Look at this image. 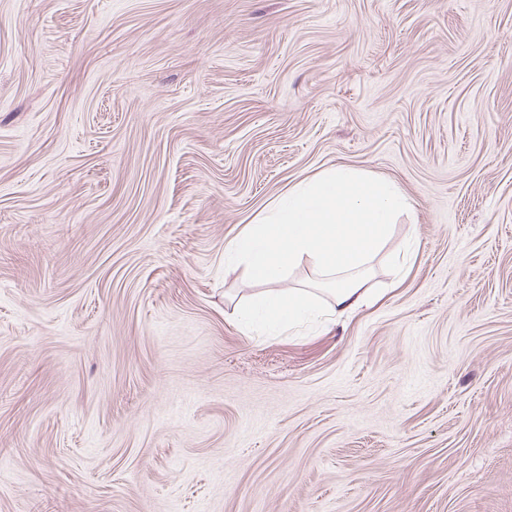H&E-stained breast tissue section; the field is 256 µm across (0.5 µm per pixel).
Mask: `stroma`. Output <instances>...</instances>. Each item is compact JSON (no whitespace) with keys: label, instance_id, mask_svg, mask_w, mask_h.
<instances>
[{"label":"stroma","instance_id":"35a3bbf8","mask_svg":"<svg viewBox=\"0 0 512 512\" xmlns=\"http://www.w3.org/2000/svg\"><path fill=\"white\" fill-rule=\"evenodd\" d=\"M342 166L405 269L236 320ZM0 512H512V0H0ZM411 209L392 182L349 167L295 185L228 242L224 260L248 280L271 285L305 267L328 288L333 313L350 314L380 294L365 288L399 215Z\"/></svg>","mask_w":512,"mask_h":512}]
</instances>
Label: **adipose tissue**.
<instances>
[{
  "label": "adipose tissue",
  "mask_w": 512,
  "mask_h": 512,
  "mask_svg": "<svg viewBox=\"0 0 512 512\" xmlns=\"http://www.w3.org/2000/svg\"><path fill=\"white\" fill-rule=\"evenodd\" d=\"M410 209L395 184L360 169L332 168L295 185L224 247L227 264L242 267L248 280L267 287L241 308V316L260 314L285 326L316 310L314 293L273 288L299 267L319 277L337 315L374 304L379 295L366 283L397 217Z\"/></svg>",
  "instance_id": "ef3b65f1"
}]
</instances>
